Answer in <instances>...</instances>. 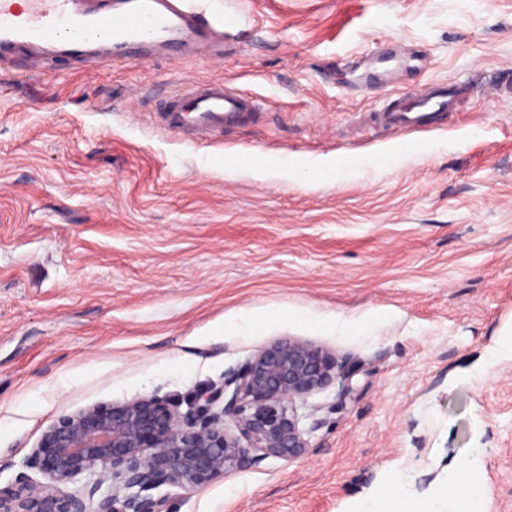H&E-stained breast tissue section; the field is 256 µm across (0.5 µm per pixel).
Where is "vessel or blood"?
<instances>
[{
  "mask_svg": "<svg viewBox=\"0 0 512 512\" xmlns=\"http://www.w3.org/2000/svg\"><path fill=\"white\" fill-rule=\"evenodd\" d=\"M234 26L223 0H0V61L22 49L97 63L127 55L145 59L155 49L180 56L222 46ZM454 97V90L437 82L416 104L394 99L375 122L393 132L434 125L446 118ZM264 108L242 88L191 83L153 113L151 122L206 141L255 122Z\"/></svg>",
  "mask_w": 512,
  "mask_h": 512,
  "instance_id": "obj_1",
  "label": "vessel or blood"
}]
</instances>
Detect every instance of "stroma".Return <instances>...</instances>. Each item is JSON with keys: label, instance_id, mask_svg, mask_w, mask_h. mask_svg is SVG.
<instances>
[{"label": "stroma", "instance_id": "stroma-1", "mask_svg": "<svg viewBox=\"0 0 512 512\" xmlns=\"http://www.w3.org/2000/svg\"><path fill=\"white\" fill-rule=\"evenodd\" d=\"M200 55L0 64V484L46 427L97 403L189 399L300 339L353 373L299 403L309 449L191 491L171 512H358L423 502L467 468L512 512V0H224ZM265 102L200 145L153 127L183 83ZM435 80L447 125L364 118ZM394 157L337 182L256 167ZM250 316L245 333L217 327ZM358 512H416L412 509L409 499L401 498L397 501L389 499L386 494L380 498L368 501L361 506Z\"/></svg>", "mask_w": 512, "mask_h": 512}]
</instances>
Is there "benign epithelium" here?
I'll return each instance as SVG.
<instances>
[{"label":"benign epithelium","instance_id":"obj_1","mask_svg":"<svg viewBox=\"0 0 512 512\" xmlns=\"http://www.w3.org/2000/svg\"><path fill=\"white\" fill-rule=\"evenodd\" d=\"M351 372L332 352L298 339L274 341L224 382L199 390L181 412L168 396L97 403L52 422L32 449L25 473L0 487V512H169L165 486L192 490L267 457L297 458L308 441L297 402ZM96 472L112 495L92 510L100 482L80 493L69 483Z\"/></svg>","mask_w":512,"mask_h":512}]
</instances>
